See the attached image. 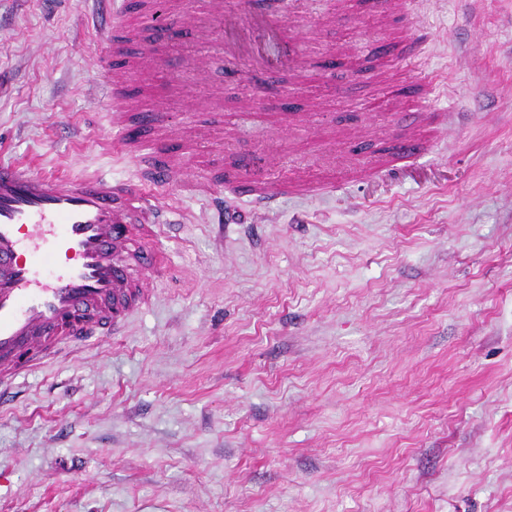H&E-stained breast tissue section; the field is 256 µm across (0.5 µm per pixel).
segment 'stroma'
I'll list each match as a JSON object with an SVG mask.
<instances>
[{"label":"stroma","instance_id":"35a3bbf8","mask_svg":"<svg viewBox=\"0 0 512 512\" xmlns=\"http://www.w3.org/2000/svg\"><path fill=\"white\" fill-rule=\"evenodd\" d=\"M418 3L414 27L255 0L304 58L271 75L274 109L246 59L223 67L218 16L142 75L173 128L221 125L183 146L212 186L146 185L171 260L149 304L0 404V512H512V0ZM106 10L0 0V162L144 183L117 144L147 133L112 128L95 76ZM426 81L454 115L417 128L428 154L341 181ZM242 153L254 180L325 190L255 213L207 169Z\"/></svg>","mask_w":512,"mask_h":512}]
</instances>
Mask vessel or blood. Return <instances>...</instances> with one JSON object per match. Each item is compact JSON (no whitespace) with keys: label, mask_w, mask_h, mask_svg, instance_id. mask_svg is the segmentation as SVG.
<instances>
[{"label":"vessel or blood","mask_w":512,"mask_h":512,"mask_svg":"<svg viewBox=\"0 0 512 512\" xmlns=\"http://www.w3.org/2000/svg\"><path fill=\"white\" fill-rule=\"evenodd\" d=\"M224 17V37L243 31L255 49L246 53L250 66L267 73L278 63L293 69L300 63L296 39L269 19H254L243 0H199L196 12L172 15L187 35L204 38L205 15ZM168 45L163 25L152 21L142 45V60L151 62ZM107 43L97 68L105 94L113 102L112 121L120 126L139 119L152 136L166 126L161 103L143 108L126 99L110 59ZM416 138L395 134L385 141L382 161L418 157ZM122 152L134 161L150 158L154 186L168 185L183 169L181 158L144 153L142 145L125 143ZM242 155L225 179L235 192L269 206L288 193L283 182H256ZM159 208L141 185L101 176L73 179L37 173L26 163L0 164V394L31 368L55 360L72 347L118 333L129 316L145 305L147 274L167 263L158 244ZM50 268L40 278V268Z\"/></svg>","instance_id":"obj_1"}]
</instances>
